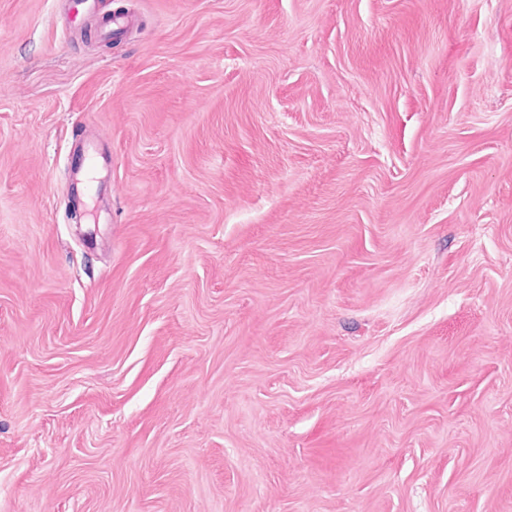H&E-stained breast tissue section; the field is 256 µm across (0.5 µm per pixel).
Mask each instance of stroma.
<instances>
[{
	"label": "stroma",
	"mask_w": 512,
	"mask_h": 512,
	"mask_svg": "<svg viewBox=\"0 0 512 512\" xmlns=\"http://www.w3.org/2000/svg\"><path fill=\"white\" fill-rule=\"evenodd\" d=\"M69 3L0 0V512H512V0Z\"/></svg>",
	"instance_id": "stroma-1"
}]
</instances>
